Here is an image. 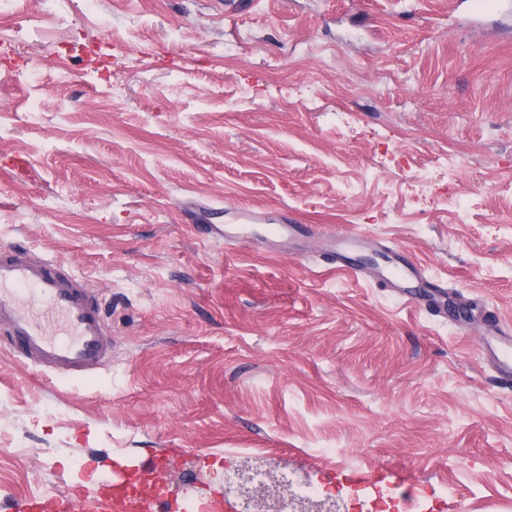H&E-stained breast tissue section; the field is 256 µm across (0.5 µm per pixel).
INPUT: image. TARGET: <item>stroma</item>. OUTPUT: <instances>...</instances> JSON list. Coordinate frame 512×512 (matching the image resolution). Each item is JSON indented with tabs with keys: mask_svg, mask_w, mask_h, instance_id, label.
Instances as JSON below:
<instances>
[{
	"mask_svg": "<svg viewBox=\"0 0 512 512\" xmlns=\"http://www.w3.org/2000/svg\"><path fill=\"white\" fill-rule=\"evenodd\" d=\"M457 168L450 178L449 168ZM433 176L420 181V170ZM465 202L457 214L454 197ZM236 249L194 235L191 210ZM321 227L267 234L286 219ZM352 258L404 253L464 315ZM83 277L112 356L62 379L0 346V512L128 471L208 495L253 453L368 508L512 512V13L457 0H0V249ZM151 500L149 512H164ZM353 239L354 238L348 235L340 236L337 239H330L334 244V248H330L332 256L331 265H333V270L336 269L351 275L356 274V266L352 262L351 257L347 254L350 242ZM336 243L339 246L338 250H336ZM486 345L498 378L506 383L512 382V336L491 332L486 338Z\"/></svg>",
	"mask_w": 512,
	"mask_h": 512,
	"instance_id": "obj_1",
	"label": "stroma"
}]
</instances>
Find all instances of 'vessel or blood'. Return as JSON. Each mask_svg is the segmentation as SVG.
<instances>
[{
  "label": "vessel or blood",
  "mask_w": 512,
  "mask_h": 512,
  "mask_svg": "<svg viewBox=\"0 0 512 512\" xmlns=\"http://www.w3.org/2000/svg\"><path fill=\"white\" fill-rule=\"evenodd\" d=\"M350 236L337 238L332 250L334 269L356 274L348 255ZM382 275L394 288L415 283L425 289L437 311H444L448 292L426 277L422 266L409 258L390 261ZM0 335L14 353L33 360L56 375L70 379L98 368L109 351L101 306L84 280L56 264L33 259L24 249H0ZM486 345L500 380L512 382V336L489 334ZM64 500L46 504L21 499L15 512H72ZM97 512H143L138 486L104 490Z\"/></svg>",
  "instance_id": "obj_1"
}]
</instances>
